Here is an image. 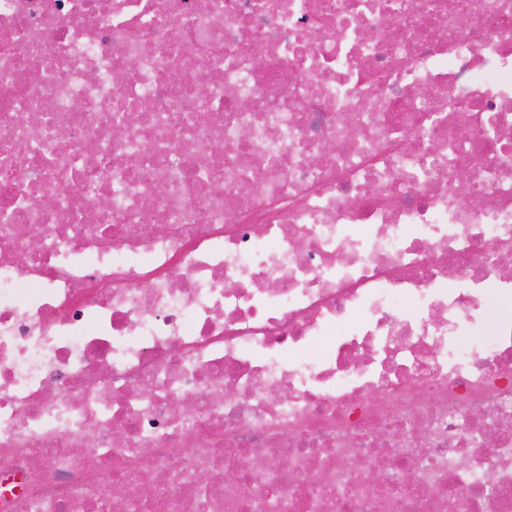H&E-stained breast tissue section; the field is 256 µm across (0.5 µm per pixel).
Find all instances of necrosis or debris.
<instances>
[{
  "label": "necrosis or debris",
  "instance_id": "1",
  "mask_svg": "<svg viewBox=\"0 0 512 512\" xmlns=\"http://www.w3.org/2000/svg\"><path fill=\"white\" fill-rule=\"evenodd\" d=\"M502 251L512 0H0V512H512Z\"/></svg>",
  "mask_w": 512,
  "mask_h": 512
}]
</instances>
